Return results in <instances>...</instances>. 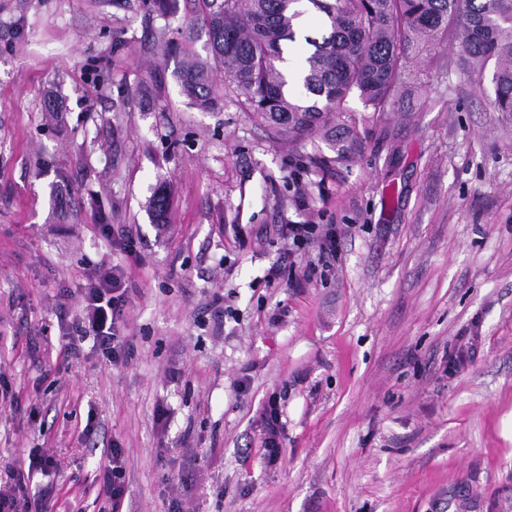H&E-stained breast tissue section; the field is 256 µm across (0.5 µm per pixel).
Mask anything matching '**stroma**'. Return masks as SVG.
I'll list each match as a JSON object with an SVG mask.
<instances>
[{"label":"stroma","mask_w":512,"mask_h":512,"mask_svg":"<svg viewBox=\"0 0 512 512\" xmlns=\"http://www.w3.org/2000/svg\"><path fill=\"white\" fill-rule=\"evenodd\" d=\"M197 10L0 0V470L53 453L33 491L107 512L116 443L124 512H512V117L491 70L423 47L385 111L349 99L357 141L327 168L322 137L190 104L154 42ZM293 223L338 225L340 255L265 287ZM103 264L127 271L118 364L61 319ZM279 399L274 393L271 394L264 402L260 413V447L263 459L267 463L277 461L281 448L284 423ZM122 454L123 449L116 443L112 448H102L100 452L102 463L96 481L99 482V496L106 498L111 512H122L126 497Z\"/></svg>","instance_id":"35a3bbf8"}]
</instances>
